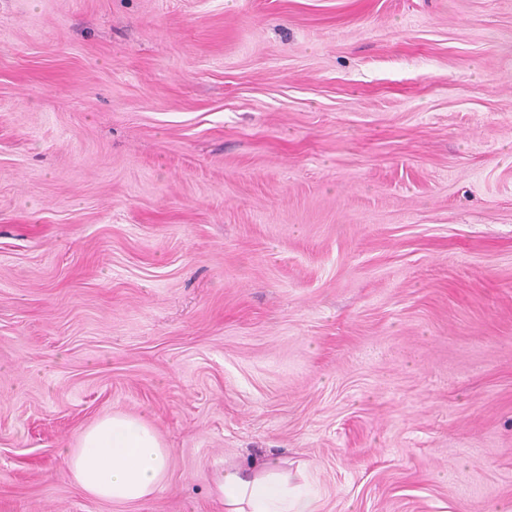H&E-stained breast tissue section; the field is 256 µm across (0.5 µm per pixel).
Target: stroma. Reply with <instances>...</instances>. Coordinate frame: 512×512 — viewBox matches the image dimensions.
<instances>
[{
    "mask_svg": "<svg viewBox=\"0 0 512 512\" xmlns=\"http://www.w3.org/2000/svg\"><path fill=\"white\" fill-rule=\"evenodd\" d=\"M171 450L118 506L62 449ZM512 512V0H0V512ZM64 459L67 475L87 496L133 505L160 488L171 451L146 420L112 411L80 429ZM286 463L268 458L248 468L224 467L213 488L224 512H322L320 498L296 481Z\"/></svg>",
    "mask_w": 512,
    "mask_h": 512,
    "instance_id": "1",
    "label": "stroma"
}]
</instances>
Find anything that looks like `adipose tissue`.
I'll list each match as a JSON object with an SVG mask.
<instances>
[{
  "mask_svg": "<svg viewBox=\"0 0 512 512\" xmlns=\"http://www.w3.org/2000/svg\"><path fill=\"white\" fill-rule=\"evenodd\" d=\"M70 479L89 497L115 505L151 498L166 478L171 451L143 418L122 411L80 429L64 451ZM224 512H321L319 497L285 461L228 466L214 479Z\"/></svg>",
  "mask_w": 512,
  "mask_h": 512,
  "instance_id": "1",
  "label": "adipose tissue"
}]
</instances>
